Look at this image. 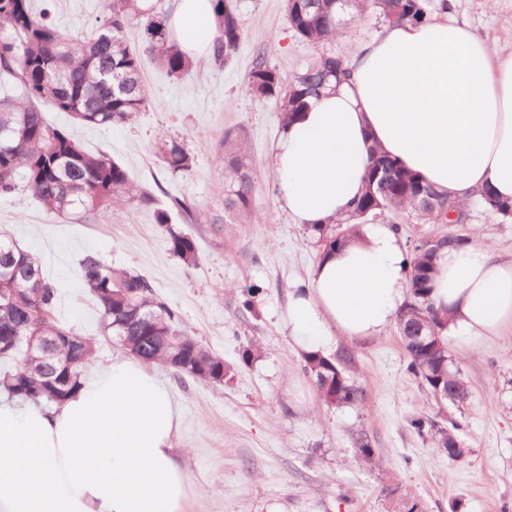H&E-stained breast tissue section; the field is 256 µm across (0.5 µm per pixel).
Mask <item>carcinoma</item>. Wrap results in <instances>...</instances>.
I'll use <instances>...</instances> for the list:
<instances>
[{
	"label": "carcinoma",
	"instance_id": "obj_1",
	"mask_svg": "<svg viewBox=\"0 0 512 512\" xmlns=\"http://www.w3.org/2000/svg\"><path fill=\"white\" fill-rule=\"evenodd\" d=\"M211 3L217 18L212 61L226 68L235 62L247 38L241 0ZM373 6L390 24L431 21L428 0H353L350 8L359 16ZM284 10L289 29L302 41L319 44L341 32L336 0H284ZM170 18V11L157 3L143 9L138 0H107L94 31L75 38L59 31L49 12L36 10L33 0H0V198L27 193L48 213L69 222H86L117 207L149 210L165 231L170 251L192 268L199 262L197 240L171 224L174 213L187 223L197 220L198 204L175 199L167 208L157 206L154 194L137 186L121 164L107 155L86 151L67 128L50 123L40 108L46 104L92 127L131 123L152 104L143 79L145 61L158 64L174 79H184L193 70L192 59L171 36ZM129 29L138 33L134 44L126 40ZM347 73L344 57L322 53L288 82L269 62L267 52L259 49L244 75L242 91L273 102L283 127L310 97ZM156 150L169 173L192 172L194 159L178 139L163 136ZM217 159L224 167V211L238 224L255 220L257 175L245 135L225 132ZM380 168L389 176L381 193L374 196L371 185ZM423 190L435 196L437 206H419ZM479 198L486 208L503 216L512 207L489 188ZM447 202V195L374 148L365 190L349 215L354 224L340 235H329L322 227L314 233L328 250L355 236L358 225L384 213L399 216L413 212L444 222L448 220ZM462 241L463 237L449 232L413 247L408 300L397 318L406 372L435 400L457 407L467 402L469 391L448 355V340L441 336L447 316L434 307L430 292L436 251ZM79 265L83 288L96 301L102 331L124 350L147 363L161 362L180 377L215 385L226 382L230 372L224 358L182 329L178 313L157 297L144 275L116 269L96 253L83 255ZM0 266L26 273L24 280L0 276V391L12 400L59 407L85 380L95 354L94 338L57 321L58 288L27 249L11 251L3 247L0 238ZM31 336L67 337L60 344L57 371L50 379L23 364ZM304 368L327 406H365L366 392L353 377L355 355L350 349H340L331 359L308 355ZM409 424L417 435H431L437 450L449 460L463 458L465 450L456 437L462 424L454 415L443 422L415 415ZM354 448L365 463L375 456L364 433L354 439Z\"/></svg>",
	"mask_w": 512,
	"mask_h": 512
}]
</instances>
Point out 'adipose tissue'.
Masks as SVG:
<instances>
[{"label":"adipose tissue","mask_w":512,"mask_h":512,"mask_svg":"<svg viewBox=\"0 0 512 512\" xmlns=\"http://www.w3.org/2000/svg\"><path fill=\"white\" fill-rule=\"evenodd\" d=\"M210 0H180L172 35L206 55ZM346 81L282 131L272 169L282 210L311 228L344 219L378 145L464 204L492 186L512 201V54L467 25L388 27L347 53ZM409 266L387 226L364 224L288 294L299 354L331 356L338 337L378 336L405 300ZM431 299L457 345L512 327V254L467 242L442 249ZM179 410L147 363L113 357L61 407L0 405V512H184L188 476L173 440Z\"/></svg>","instance_id":"1"}]
</instances>
